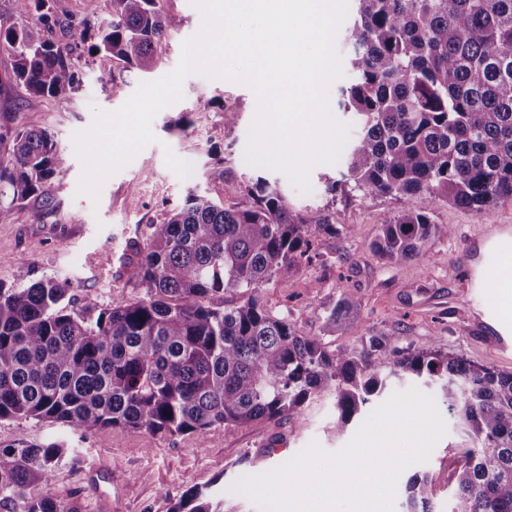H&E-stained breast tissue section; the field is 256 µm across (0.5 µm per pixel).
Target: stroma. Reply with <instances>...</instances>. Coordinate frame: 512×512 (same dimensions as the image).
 <instances>
[{
    "mask_svg": "<svg viewBox=\"0 0 512 512\" xmlns=\"http://www.w3.org/2000/svg\"><path fill=\"white\" fill-rule=\"evenodd\" d=\"M163 9L181 20L164 51L148 70L126 67L99 54L75 61L81 86L55 96L22 97L0 88V125L42 128L55 138L67 158L56 179L52 203L37 197L21 202L10 223L0 224V284L26 286L41 277L66 283L74 305L88 297L99 305H120L144 294L137 267L153 225L181 205L189 192L207 194L231 206L241 202L246 178L262 176L277 183L289 206L313 216L330 210L351 235L314 234V245L328 264H302L290 278L276 279L260 295L274 314L286 316L303 336H323L328 350H351L363 338L378 337L406 350L436 344L442 352L463 356L503 373H512V350H501L495 331L478 321L470 303L477 295L469 269L477 265V235L489 224L512 225V199L480 212L441 204L432 220L450 228L449 235L429 241L419 258L385 262L372 245L382 224L402 209L389 196L327 194L345 161L321 164L309 173V192L297 190L280 172L252 167L244 160L248 130L257 114L253 91L244 84L195 73L183 84V97L161 110L152 129L157 137L122 170L109 176L99 197L79 193L83 163L73 137L88 130L95 111L119 109L139 84L158 80L179 62L183 42L198 34L202 15L190 0H161ZM233 108L235 123L224 121ZM228 168L214 180L215 168ZM353 303L359 335L324 333L326 311L341 300ZM447 432L427 462L399 476L395 512H405L409 480L428 476L435 486V512H449L453 486L448 481L456 449L469 446L463 425L447 418ZM357 430L336 429L334 400H309L302 415L243 426H221L206 440L195 435H149L114 427L72 434L78 462L60 468L47 494L73 512H169L172 498L187 488L207 487L224 495V512H257L233 484L248 475L246 454L263 453L277 467L310 442L334 453ZM62 426L35 419H1L0 448L18 441H42L62 435Z\"/></svg>",
    "mask_w": 512,
    "mask_h": 512,
    "instance_id": "35a3bbf8",
    "label": "stroma"
}]
</instances>
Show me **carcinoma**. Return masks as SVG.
Segmentation results:
<instances>
[{"label":"carcinoma","mask_w":512,"mask_h":512,"mask_svg":"<svg viewBox=\"0 0 512 512\" xmlns=\"http://www.w3.org/2000/svg\"><path fill=\"white\" fill-rule=\"evenodd\" d=\"M97 2L87 0L80 41L59 46L50 34L63 20L51 0H13L21 22L0 27V43L13 52L7 83L17 93L76 89L75 54L148 69L181 23L160 0H112V15L89 36ZM357 2L347 28L354 77L341 88V106L359 116L361 134L346 173L327 191L402 200L373 253L410 260L450 232L431 220L438 204L482 211L512 198V0ZM65 167L49 131L0 126V223L30 196L52 203ZM312 224L328 236L349 234L328 212L292 210L259 177L233 206L193 192L153 225L140 264L145 296L137 301L74 307L53 278L0 284V419L49 420L70 432L195 434L203 442L219 426L297 418L311 397L330 395L342 430L390 378H425L472 442L458 449L449 512H512V373L433 345L395 349L380 367L381 340L331 352L264 305L260 288L294 276L309 258ZM226 294L241 302L208 304ZM351 309L347 300L335 305L325 330L357 331ZM75 460L62 438L0 448V495L18 498L21 512H71L33 490ZM433 499L429 478L415 479L407 512H434ZM170 512H224V500L191 487Z\"/></svg>","instance_id":"carcinoma-1"}]
</instances>
